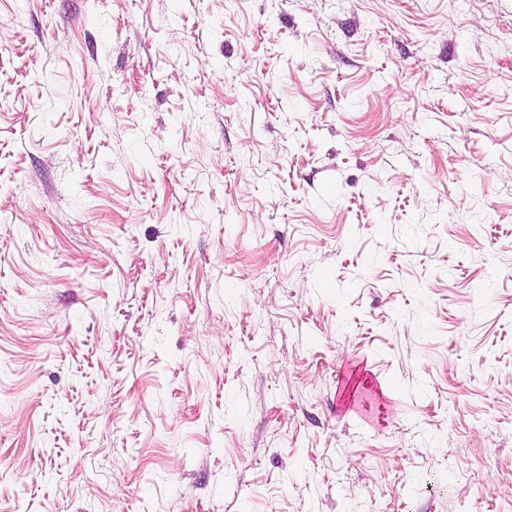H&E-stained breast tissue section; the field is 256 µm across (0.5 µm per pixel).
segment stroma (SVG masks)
I'll list each match as a JSON object with an SVG mask.
<instances>
[{"label":"stroma","mask_w":512,"mask_h":512,"mask_svg":"<svg viewBox=\"0 0 512 512\" xmlns=\"http://www.w3.org/2000/svg\"><path fill=\"white\" fill-rule=\"evenodd\" d=\"M0 512H512V0H0Z\"/></svg>","instance_id":"35a3bbf8"}]
</instances>
